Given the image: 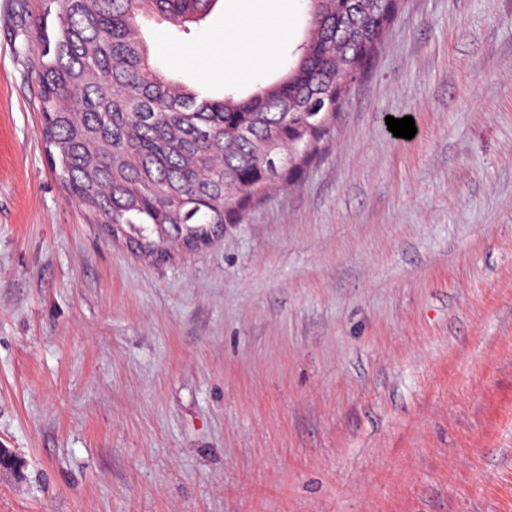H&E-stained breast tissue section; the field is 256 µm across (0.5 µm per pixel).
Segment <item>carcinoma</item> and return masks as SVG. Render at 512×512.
Returning a JSON list of instances; mask_svg holds the SVG:
<instances>
[{
	"instance_id": "1",
	"label": "carcinoma",
	"mask_w": 512,
	"mask_h": 512,
	"mask_svg": "<svg viewBox=\"0 0 512 512\" xmlns=\"http://www.w3.org/2000/svg\"><path fill=\"white\" fill-rule=\"evenodd\" d=\"M219 0H46L36 72L50 161L93 224L203 232L241 224L269 185L314 156L402 0H311L288 71L246 98L204 96L153 64L140 19L178 28ZM277 137L279 148L264 150Z\"/></svg>"
}]
</instances>
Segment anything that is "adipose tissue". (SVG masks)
Instances as JSON below:
<instances>
[{
	"label": "adipose tissue",
	"mask_w": 512,
	"mask_h": 512,
	"mask_svg": "<svg viewBox=\"0 0 512 512\" xmlns=\"http://www.w3.org/2000/svg\"><path fill=\"white\" fill-rule=\"evenodd\" d=\"M295 0H231L225 17L224 41L215 44L225 69L260 74L273 48L288 30Z\"/></svg>",
	"instance_id": "obj_1"
}]
</instances>
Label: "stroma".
I'll return each instance as SVG.
<instances>
[{"label": "stroma", "mask_w": 512, "mask_h": 512, "mask_svg": "<svg viewBox=\"0 0 512 512\" xmlns=\"http://www.w3.org/2000/svg\"><path fill=\"white\" fill-rule=\"evenodd\" d=\"M44 9L0 0V512H512V0H404L316 160L199 245L63 187ZM227 10L145 19L154 62L278 80L306 0L258 80L211 61Z\"/></svg>", "instance_id": "1"}]
</instances>
